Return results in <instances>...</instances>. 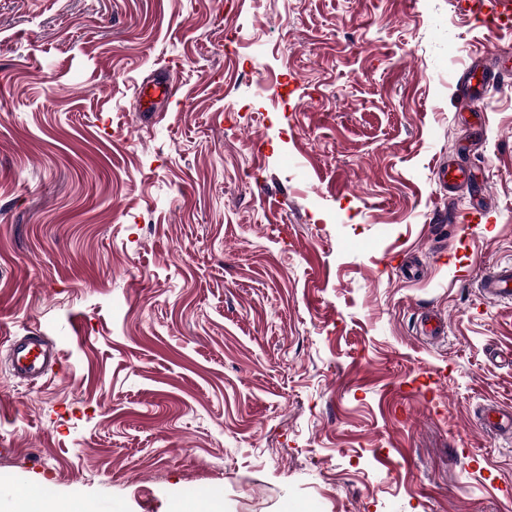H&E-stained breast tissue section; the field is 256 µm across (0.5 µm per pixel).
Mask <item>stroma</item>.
<instances>
[{
  "label": "stroma",
  "mask_w": 512,
  "mask_h": 512,
  "mask_svg": "<svg viewBox=\"0 0 512 512\" xmlns=\"http://www.w3.org/2000/svg\"><path fill=\"white\" fill-rule=\"evenodd\" d=\"M471 66H512V23L459 0H0V512L18 482L512 512L478 420L512 405V302L477 288L512 260V86L463 103ZM33 327L64 363L27 383ZM472 172L469 168L459 163L444 164L439 169V181L444 190L454 191L459 185L469 183Z\"/></svg>",
  "instance_id": "stroma-1"
}]
</instances>
